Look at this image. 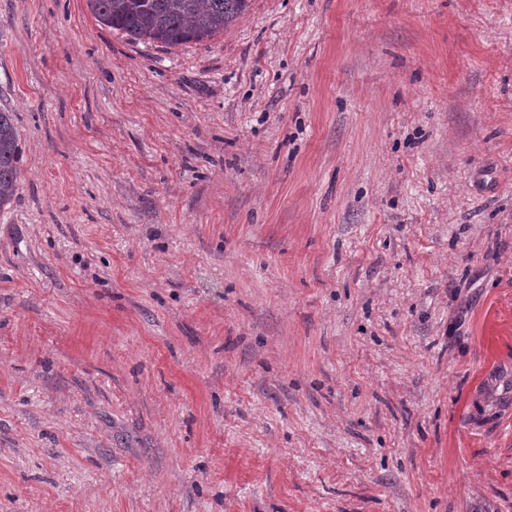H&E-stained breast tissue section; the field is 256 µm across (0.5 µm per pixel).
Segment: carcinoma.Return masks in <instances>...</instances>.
<instances>
[{
    "mask_svg": "<svg viewBox=\"0 0 512 512\" xmlns=\"http://www.w3.org/2000/svg\"><path fill=\"white\" fill-rule=\"evenodd\" d=\"M250 0H86L91 14L129 40L175 47L208 40L241 17ZM20 137L11 112L0 110V209L18 191Z\"/></svg>",
    "mask_w": 512,
    "mask_h": 512,
    "instance_id": "1",
    "label": "carcinoma"
}]
</instances>
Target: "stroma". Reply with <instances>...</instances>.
<instances>
[{"mask_svg": "<svg viewBox=\"0 0 512 512\" xmlns=\"http://www.w3.org/2000/svg\"><path fill=\"white\" fill-rule=\"evenodd\" d=\"M0 109V512H512V0H0ZM251 0H86L103 25L143 43L175 47L211 39L249 8ZM20 137L13 112L0 110V209L11 204L18 191Z\"/></svg>", "mask_w": 512, "mask_h": 512, "instance_id": "obj_1", "label": "stroma"}]
</instances>
